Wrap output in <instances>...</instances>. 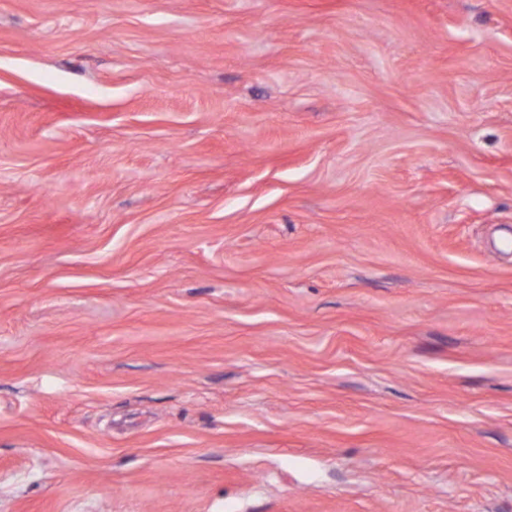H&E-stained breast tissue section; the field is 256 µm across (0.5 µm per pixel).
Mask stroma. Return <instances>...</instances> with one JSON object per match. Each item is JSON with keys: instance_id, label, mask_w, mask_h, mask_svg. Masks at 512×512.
I'll return each mask as SVG.
<instances>
[{"instance_id": "obj_1", "label": "stroma", "mask_w": 512, "mask_h": 512, "mask_svg": "<svg viewBox=\"0 0 512 512\" xmlns=\"http://www.w3.org/2000/svg\"><path fill=\"white\" fill-rule=\"evenodd\" d=\"M512 0H0V512H512Z\"/></svg>"}]
</instances>
